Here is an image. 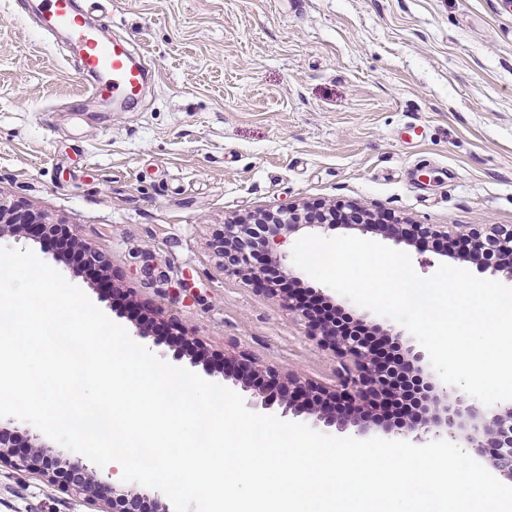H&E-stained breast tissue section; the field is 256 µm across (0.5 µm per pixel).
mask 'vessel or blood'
Listing matches in <instances>:
<instances>
[{
    "mask_svg": "<svg viewBox=\"0 0 512 512\" xmlns=\"http://www.w3.org/2000/svg\"><path fill=\"white\" fill-rule=\"evenodd\" d=\"M43 29L64 32L73 47L79 72L85 76V93L103 100L137 102L145 72L127 45L104 43L99 30L88 24L78 0H39Z\"/></svg>",
    "mask_w": 512,
    "mask_h": 512,
    "instance_id": "b4317fda",
    "label": "vessel or blood"
}]
</instances>
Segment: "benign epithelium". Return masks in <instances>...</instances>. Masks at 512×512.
<instances>
[{
	"label": "benign epithelium",
	"mask_w": 512,
	"mask_h": 512,
	"mask_svg": "<svg viewBox=\"0 0 512 512\" xmlns=\"http://www.w3.org/2000/svg\"><path fill=\"white\" fill-rule=\"evenodd\" d=\"M377 215L360 214L346 228L363 234L383 232L397 243L415 245L416 249L428 240H445L448 252L462 256V260L475 265L480 273L504 272L512 277V227L493 225L484 230L472 228L454 234L434 224H380ZM325 227L322 220L305 219L302 209L291 206L276 212L266 211L245 222L224 225L222 233L214 240L215 252L223 259L224 271L248 276L254 285L270 295L290 294L267 279L265 269L251 263V255L265 253L270 262L282 265L275 246L285 237L295 233H310ZM23 237L32 240L57 238L74 243L75 229L60 224L48 215L33 212L20 202L8 203L0 198V239ZM83 265L104 273L112 268V259L96 250L82 253ZM295 310L315 331L321 347L333 351L337 357L349 362L340 376V386L327 391L302 380L294 373L284 377L268 376L258 396L264 408L278 406L281 416H299L303 413L316 415L317 421L326 428L345 432L351 428L359 434L366 433L371 425H382L405 437L420 430L434 438L464 441V447L486 458L499 475L512 482V406L480 410L466 404L459 390L450 385L444 387L430 378L424 379L421 397L396 424H388L369 409L383 407L392 398L395 376L414 370L423 374L422 364L426 353L410 345L404 359L395 367L382 363L385 344L393 339L388 332L363 336L353 333L337 322L318 319L313 305L300 298ZM224 379L241 385L245 390L253 387L255 367L244 358H224ZM9 459L14 468L39 471L53 481L59 479L76 492L93 500L104 502L111 512H134L133 505L141 500L135 494H117L111 486L96 478L86 467L67 463L48 447L31 444L25 451H16L9 445L8 433L0 429V462Z\"/></svg>",
	"instance_id": "7a95c632"
}]
</instances>
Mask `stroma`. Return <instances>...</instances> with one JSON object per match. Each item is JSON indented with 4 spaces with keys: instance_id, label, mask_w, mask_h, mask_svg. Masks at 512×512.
Instances as JSON below:
<instances>
[{
    "instance_id": "35a3bbf8",
    "label": "stroma",
    "mask_w": 512,
    "mask_h": 512,
    "mask_svg": "<svg viewBox=\"0 0 512 512\" xmlns=\"http://www.w3.org/2000/svg\"><path fill=\"white\" fill-rule=\"evenodd\" d=\"M151 79L133 107L83 95L66 43L0 0V197L78 227L111 289L59 246L7 236L162 360L224 357L334 389L340 361L277 297L225 274L224 224L293 205L415 224L512 225V0H112ZM366 329L400 324L301 269ZM0 464V512H103Z\"/></svg>"
}]
</instances>
